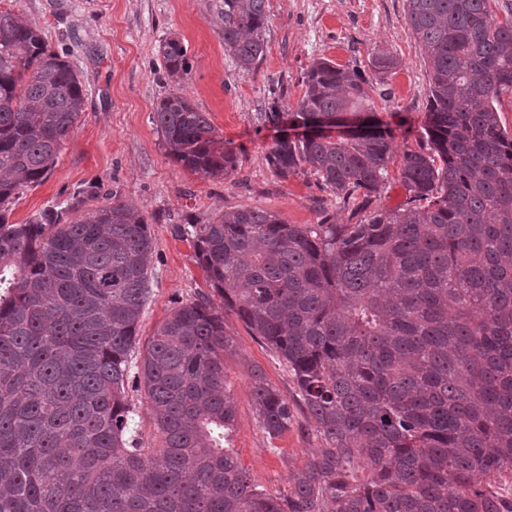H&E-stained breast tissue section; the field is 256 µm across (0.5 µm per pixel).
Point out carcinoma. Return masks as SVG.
Instances as JSON below:
<instances>
[{"label":"carcinoma","mask_w":512,"mask_h":512,"mask_svg":"<svg viewBox=\"0 0 512 512\" xmlns=\"http://www.w3.org/2000/svg\"><path fill=\"white\" fill-rule=\"evenodd\" d=\"M429 73L426 145L403 153L408 193L356 224H287L262 209L178 227L213 294L178 306L132 363L149 298L146 217L117 195L83 213L77 193L23 224V186L47 178L81 112L65 54L18 11L0 10V512H512V18L489 0H407ZM266 0H224V49L264 59ZM179 84L188 49L159 46ZM356 70L315 61L292 129L267 154L286 180L312 173L365 209L389 174L392 134ZM336 116V129L310 126ZM353 116L367 132L344 131ZM168 155L205 177L237 169L205 113L171 92L153 112ZM220 303H215L213 297ZM288 367L322 440L285 495L251 484L224 448L236 404L224 312ZM143 385L162 439L131 427ZM256 415L272 438L292 409L255 366Z\"/></svg>","instance_id":"cac0c4a2"}]
</instances>
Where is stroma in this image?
Masks as SVG:
<instances>
[{
    "instance_id": "obj_1",
    "label": "stroma",
    "mask_w": 512,
    "mask_h": 512,
    "mask_svg": "<svg viewBox=\"0 0 512 512\" xmlns=\"http://www.w3.org/2000/svg\"><path fill=\"white\" fill-rule=\"evenodd\" d=\"M42 30L48 46L67 50L85 89V106L46 180L24 187L11 221L22 223L60 205L96 180L142 210L149 220L153 259L150 295L138 326L145 349L174 308L206 291L204 274L177 227L216 209L261 208L289 224H315L322 211L352 223V210L321 189L313 175L279 179L266 155L276 135L264 114L270 105L293 109L313 60L326 58L362 72L373 110L393 134L395 154L419 149L428 106L427 65L407 22L406 0H266L267 53L256 70H239L224 48V0H0ZM180 39L190 71L182 83L167 77L160 41ZM397 64L374 70L375 55ZM205 113L238 168L202 177L167 154L152 121L157 102L173 91ZM238 345L226 358L227 382L237 405L225 445L236 453L252 483L286 494L291 475L321 441L304 414L287 368L235 315L224 318ZM288 400L294 420L272 438L260 427L250 365Z\"/></svg>"
}]
</instances>
